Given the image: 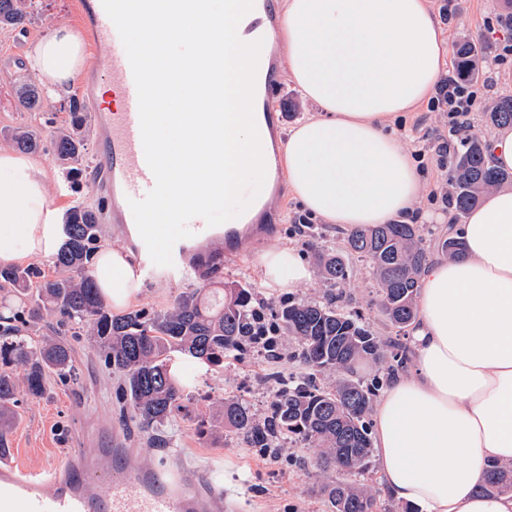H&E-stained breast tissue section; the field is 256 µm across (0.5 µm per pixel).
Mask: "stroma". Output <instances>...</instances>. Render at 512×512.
Here are the masks:
<instances>
[{"mask_svg": "<svg viewBox=\"0 0 512 512\" xmlns=\"http://www.w3.org/2000/svg\"><path fill=\"white\" fill-rule=\"evenodd\" d=\"M435 13L449 11L450 40L461 35L484 38L488 50L481 63L485 76L477 83V97L467 123L471 130L485 133L483 111L496 92H512V54L506 64H498L496 56L512 35L499 31L497 16L502 0H429ZM26 34L0 28V145H9L15 128L40 131L49 138L54 123L63 121L67 113V96L43 99L39 111L24 109L16 96L17 87L33 81L27 55L31 46L54 26L69 24L79 27L80 19L74 0H35ZM278 78V95L270 108L286 111L284 124L293 127L312 107L297 95L286 74V57L281 49L271 53ZM448 127V115L430 111L428 106L405 113L394 124L396 135L411 150H418L423 134ZM274 200L266 211L275 218L276 227L269 232L252 234L244 240L237 259L224 266L219 277L202 275L184 283L160 280L144 282L132 306L136 309L166 310L182 294L215 288L218 282L242 281L249 284L257 302L274 307L285 298L322 300L331 292L319 278L297 288L266 287L256 269L260 254L273 245L297 247L308 264H315L321 248L343 250L345 231L333 224L313 221L309 237H301L294 218L302 207L288 190L286 181L274 182ZM347 261L353 270L351 279L340 290L351 310L361 314L374 335L394 336L377 306V281L366 260L351 255ZM72 349L75 371L61 379L51 377L49 392L40 400L21 398L10 436V455L22 466L40 471L61 459L72 448H104L113 434H120L127 447L133 448L141 464L160 468L171 460H179L186 469L197 471L216 466L224 477V501L219 512H329L322 492L326 476L317 464L316 448L286 445L280 461H272L251 448L243 437L225 427L223 405L226 397L238 396L248 401L255 412H263L271 399V385L266 380L269 364L265 357L253 353L239 361L225 362L223 368L210 370L193 367L192 395L185 412L165 425L161 439L121 411L116 399L117 381L104 370L87 337L67 339ZM301 457V464H288V457Z\"/></svg>", "mask_w": 512, "mask_h": 512, "instance_id": "obj_1", "label": "stroma"}]
</instances>
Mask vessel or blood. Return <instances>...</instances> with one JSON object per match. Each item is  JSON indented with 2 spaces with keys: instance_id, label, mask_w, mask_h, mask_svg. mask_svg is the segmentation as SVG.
<instances>
[{
  "instance_id": "obj_1",
  "label": "vessel or blood",
  "mask_w": 512,
  "mask_h": 512,
  "mask_svg": "<svg viewBox=\"0 0 512 512\" xmlns=\"http://www.w3.org/2000/svg\"><path fill=\"white\" fill-rule=\"evenodd\" d=\"M76 8L83 34L105 57L109 72L107 93L111 102L98 114L99 172L94 183L107 192L113 223L128 226L135 222L130 200L142 199L155 186L142 144L137 88L127 53L102 0H76ZM248 17L249 40L268 41L277 36L281 17L276 0H254ZM276 85L269 59H260L256 97L271 99ZM187 227L191 235L175 243L169 266L153 263L141 236L129 237L143 280H186L204 270L223 267L226 259L238 255L242 237L235 225L219 230L195 217ZM218 237L224 240L220 256L213 261L197 259V252L209 250ZM109 453L119 462L120 473L104 491L95 474L94 459L100 454L96 448L74 449L42 475L1 461L0 512H212L222 495L215 468L192 474L179 463L145 469L117 436Z\"/></svg>"
}]
</instances>
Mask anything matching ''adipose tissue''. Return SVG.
<instances>
[{
	"label": "adipose tissue",
	"instance_id": "1",
	"mask_svg": "<svg viewBox=\"0 0 512 512\" xmlns=\"http://www.w3.org/2000/svg\"><path fill=\"white\" fill-rule=\"evenodd\" d=\"M282 11L288 74L315 107L281 149L295 199L346 231L431 222L419 208L423 175L392 127L446 72L450 45L429 0H283ZM83 64V42L66 26L28 55L52 99ZM448 231L465 251L426 268L410 364L374 406L381 485L415 512H512V494L477 491L488 462L512 463V188L488 193ZM63 240L42 161L0 147V266L51 258ZM258 263L270 288L311 278L289 246H271ZM93 276L116 309L142 289L132 252L109 243Z\"/></svg>",
	"mask_w": 512,
	"mask_h": 512
}]
</instances>
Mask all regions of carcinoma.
Here are the masks:
<instances>
[{"label":"carcinoma","instance_id":"carcinoma-1","mask_svg":"<svg viewBox=\"0 0 512 512\" xmlns=\"http://www.w3.org/2000/svg\"><path fill=\"white\" fill-rule=\"evenodd\" d=\"M32 0H0V28L25 29ZM457 71L473 79L483 58L479 40L463 36L455 43ZM20 104L29 111L41 107L42 95L34 83L17 90ZM68 119L53 142L56 159L71 177L80 174L86 152V108L76 96L68 100ZM488 128L512 125V94L491 99L483 112ZM11 139L28 152L41 149L40 136L28 128L16 129ZM484 138L464 133L448 158V198L455 218L464 217L490 191L512 186V171L487 166ZM67 240L53 260V271L38 265L0 267V287L13 289L14 297L28 301V321L38 324L44 314L60 319L53 337L28 340L17 329L0 330V457L9 453L7 435L15 421L18 395L41 398L52 373L74 371L71 350L61 337L90 336L98 356L110 373L118 376L123 408L150 430H159L184 410L188 380L177 378L173 362L186 359L210 369L226 360H241L256 348L254 338L272 327L297 343V357L308 372L284 377L274 369L284 354L270 352L273 368L266 374L275 393L266 416L255 418L247 402L224 399V425L238 431L253 448L278 451L287 443H304L321 449L323 471L333 469L340 478L323 485L331 512H377V500L366 485L353 481L372 472L373 444L370 415L381 385L380 377L362 381L356 367L363 362L387 366L393 373L406 363V346L397 339L382 340L354 311L325 301L285 300L258 320L253 292L247 284L222 289V297L201 293L181 296L164 312L144 309L114 315L102 301L91 274L101 235L97 211L76 204L64 217ZM425 224L404 221L363 225L344 239L345 250L364 258L379 284V306L397 333L412 326L421 277L428 262ZM322 281L336 286L347 282L352 270L344 255L323 251L318 256ZM22 369L17 377L14 369ZM336 374V383L321 387L317 376ZM481 493L512 492V465L489 466Z\"/></svg>","mask_w":512,"mask_h":512}]
</instances>
